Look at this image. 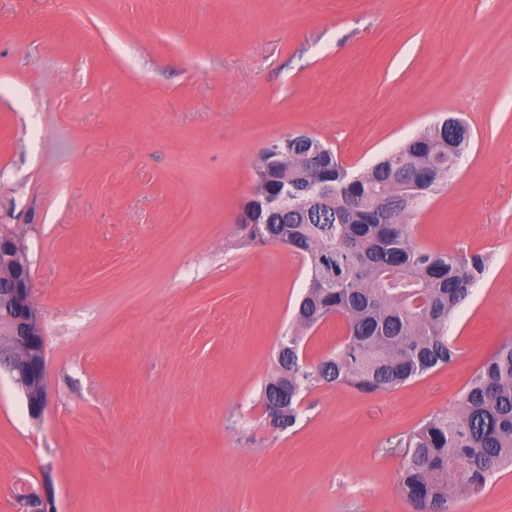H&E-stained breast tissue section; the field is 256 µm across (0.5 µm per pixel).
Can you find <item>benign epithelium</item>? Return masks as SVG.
<instances>
[{"label":"benign epithelium","mask_w":512,"mask_h":512,"mask_svg":"<svg viewBox=\"0 0 512 512\" xmlns=\"http://www.w3.org/2000/svg\"><path fill=\"white\" fill-rule=\"evenodd\" d=\"M0 370L25 398L28 413L37 419L48 398L46 349L40 317L30 288V264L13 235L0 231ZM22 512H52L53 503L34 489L17 496Z\"/></svg>","instance_id":"1"}]
</instances>
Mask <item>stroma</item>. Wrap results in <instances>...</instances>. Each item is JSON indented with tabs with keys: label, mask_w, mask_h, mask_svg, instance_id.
Masks as SVG:
<instances>
[{
	"label": "stroma",
	"mask_w": 512,
	"mask_h": 512,
	"mask_svg": "<svg viewBox=\"0 0 512 512\" xmlns=\"http://www.w3.org/2000/svg\"><path fill=\"white\" fill-rule=\"evenodd\" d=\"M471 146L410 217L482 252L448 365L370 394L259 401L295 328L304 258L243 243L270 141L304 133L358 172L446 117ZM0 229L31 264L48 402L0 374V512H411L400 438L452 409L512 341V0H0ZM333 318L304 339L343 344ZM451 512H512V468Z\"/></svg>",
	"instance_id": "obj_1"
}]
</instances>
